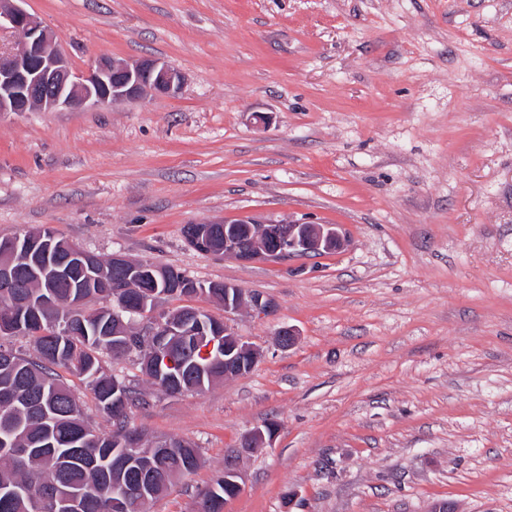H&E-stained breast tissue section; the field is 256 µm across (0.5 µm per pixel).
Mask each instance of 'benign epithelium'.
Segmentation results:
<instances>
[{"label": "benign epithelium", "instance_id": "1", "mask_svg": "<svg viewBox=\"0 0 512 512\" xmlns=\"http://www.w3.org/2000/svg\"><path fill=\"white\" fill-rule=\"evenodd\" d=\"M25 0H0V31L18 35L19 46L9 52L0 50V113L51 112L61 107L80 108L86 104L109 106L117 101L135 100L147 93L171 95L181 86V74L168 64L152 57L134 63L111 57H101L85 73L72 71L58 43L57 35L44 27L20 4ZM224 248L215 252L209 248L208 229L199 228L193 238L194 247L208 254L232 258L241 263L286 260L292 256L321 254L333 251L341 237L333 224L299 222H254L247 218H224ZM241 224L250 228L242 230ZM112 267L126 273L118 284L117 298L121 309L138 321V331L147 336H184L186 326L157 310L158 302L167 293L145 292L137 308L128 307L123 296L125 288L158 287L166 279L163 268L155 264L134 262L120 252L112 253ZM260 311L267 310L268 301L258 293L246 295L243 289L224 284V315L236 312L244 302ZM224 377L240 375L238 359H257L254 346L233 334L224 332ZM275 436L269 424L256 426L245 433L240 449L257 452L271 445ZM239 449H231L224 466V480L241 491L236 459Z\"/></svg>", "mask_w": 512, "mask_h": 512}]
</instances>
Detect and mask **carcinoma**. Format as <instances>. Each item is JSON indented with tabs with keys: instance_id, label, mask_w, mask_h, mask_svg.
I'll return each mask as SVG.
<instances>
[{
	"instance_id": "obj_1",
	"label": "carcinoma",
	"mask_w": 512,
	"mask_h": 512,
	"mask_svg": "<svg viewBox=\"0 0 512 512\" xmlns=\"http://www.w3.org/2000/svg\"><path fill=\"white\" fill-rule=\"evenodd\" d=\"M12 241L18 249L0 250V263L14 270L13 287L0 289V313L11 314L13 335L33 339L35 355L0 341V512H150L175 478L199 467V449L173 436L169 448L137 449L136 462L150 473L146 499L126 498L138 476L126 455L128 437L138 432L132 414L149 399L108 363L134 353L147 382L174 396L224 379V352L207 350L209 336L160 348L157 336L112 335V285L123 276L112 259L93 256L89 276L50 227L3 237L0 246ZM90 302L97 308L87 310ZM62 370L84 381L109 430L90 426ZM232 494L220 473L197 489L196 503L224 512Z\"/></svg>"
}]
</instances>
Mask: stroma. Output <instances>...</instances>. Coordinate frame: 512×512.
I'll list each match as a JSON object with an SVG mask.
<instances>
[{"instance_id": "stroma-1", "label": "stroma", "mask_w": 512, "mask_h": 512, "mask_svg": "<svg viewBox=\"0 0 512 512\" xmlns=\"http://www.w3.org/2000/svg\"><path fill=\"white\" fill-rule=\"evenodd\" d=\"M74 72L149 56L182 87L0 114V237L41 225L271 303L225 315L260 357L133 423L201 466L150 512H512V0H26ZM337 225L331 254L241 263L183 229ZM288 327L296 342L284 348ZM273 426L274 424H263L249 430L242 436L239 447L250 452L270 447L276 433ZM239 455L238 449H231L227 454V462L224 466V473L218 474L210 484L198 488L196 491V505L204 504V511H196V512H223L224 506L228 502V500L237 496L241 489L242 485L239 482V471L236 468V459ZM224 480L231 485L235 486L236 493L231 488H224ZM234 496L228 498L229 495ZM224 500L225 503H224Z\"/></svg>"}]
</instances>
